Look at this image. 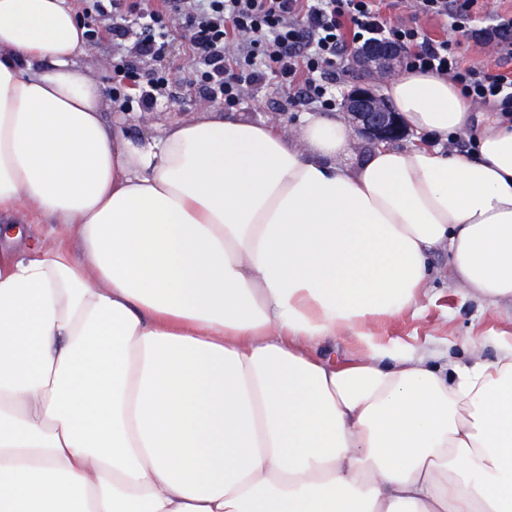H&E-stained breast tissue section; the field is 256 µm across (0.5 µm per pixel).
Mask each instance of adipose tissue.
<instances>
[{
  "mask_svg": "<svg viewBox=\"0 0 512 512\" xmlns=\"http://www.w3.org/2000/svg\"><path fill=\"white\" fill-rule=\"evenodd\" d=\"M83 32L0 0V213L78 242L0 268V512H512V340L317 351L413 310L440 245L512 301V114L404 70L382 93L419 141L352 172L331 114L134 140ZM14 222H19L21 224H31L32 234L30 237L42 240L45 243V245L56 244V241H53L49 237H45V232L48 229L49 224L52 223L48 218L30 213L28 211H20L18 213L9 215H0V224ZM364 347V339L353 333L344 332L336 335V340L328 342L324 347V353H330L336 364H343L353 360Z\"/></svg>",
  "mask_w": 512,
  "mask_h": 512,
  "instance_id": "1",
  "label": "adipose tissue"
}]
</instances>
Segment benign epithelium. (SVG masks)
<instances>
[{
  "mask_svg": "<svg viewBox=\"0 0 512 512\" xmlns=\"http://www.w3.org/2000/svg\"><path fill=\"white\" fill-rule=\"evenodd\" d=\"M399 52L385 44L373 45L359 53L353 59V65L366 70L377 65L388 76L397 72L396 60ZM343 106L353 118L356 131L377 142H392L405 134L396 112L386 102L376 97L366 87L358 86L351 90L343 100Z\"/></svg>",
  "mask_w": 512,
  "mask_h": 512,
  "instance_id": "7a95c632",
  "label": "benign epithelium"
}]
</instances>
